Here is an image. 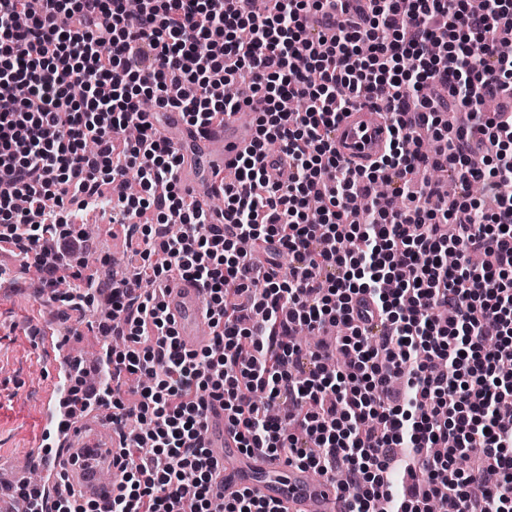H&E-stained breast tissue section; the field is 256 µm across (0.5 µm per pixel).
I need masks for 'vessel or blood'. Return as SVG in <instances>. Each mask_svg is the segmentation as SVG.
Instances as JSON below:
<instances>
[{"label":"vessel or blood","mask_w":512,"mask_h":512,"mask_svg":"<svg viewBox=\"0 0 512 512\" xmlns=\"http://www.w3.org/2000/svg\"><path fill=\"white\" fill-rule=\"evenodd\" d=\"M390 126L385 113L361 105L342 114L331 140L337 155L349 167L365 169L387 152ZM162 132L181 151L180 176L192 201L207 209L220 193L223 179L234 175L239 156L254 139L255 127L228 115L223 122L200 129L187 124L181 113L171 112ZM162 302L183 350L196 351L209 343L203 294L195 283L171 280L163 290ZM60 323V318L50 316L39 326L43 343L59 352L54 366L58 382L67 378L76 360L70 344L57 333ZM65 411L61 397L53 393L46 397L43 434L57 440L60 447L55 451L54 463H47L41 447L34 448L31 458L40 469L54 467L69 491L86 499H102L111 492L104 474L120 476L125 465V440L113 428L111 419L103 416L84 417L60 427V416ZM207 419V445L216 460L213 481L218 491L229 496L247 485L258 495L279 503L283 512H346V503L333 481L314 477L309 470L261 452L240 448L238 433L225 420L220 403L209 406ZM23 474V469L16 466L0 465V512H18L16 501L6 497L4 488Z\"/></svg>","instance_id":"vessel-or-blood-1"}]
</instances>
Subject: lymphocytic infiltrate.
<instances>
[{"mask_svg": "<svg viewBox=\"0 0 512 512\" xmlns=\"http://www.w3.org/2000/svg\"><path fill=\"white\" fill-rule=\"evenodd\" d=\"M324 0H0V251L41 273L48 301L96 309L106 344L75 367L72 411L105 406L128 436L118 493L95 512H212L205 410L241 446L331 477L348 512H512V0H353L312 37ZM497 111L483 108L486 97ZM301 100L286 112L283 100ZM371 102L389 151L350 170L331 131ZM255 114L221 197L188 202L160 117L204 127ZM456 113L448 121L447 113ZM441 148H421L422 131ZM277 143L290 182L257 165ZM491 152L475 166L476 148ZM448 173L454 195L413 191ZM135 174L139 194L127 190ZM481 198H473V184ZM112 189L130 276L88 272L80 211ZM275 241L264 263L242 242ZM75 284L58 293L65 274ZM203 290L211 344L183 351L158 290ZM137 295H130L129 285ZM365 299L378 333L354 320ZM344 335L305 348L300 328ZM473 456L455 465L457 452Z\"/></svg>", "mask_w": 512, "mask_h": 512, "instance_id": "f902f5d3", "label": "lymphocytic infiltrate"}]
</instances>
